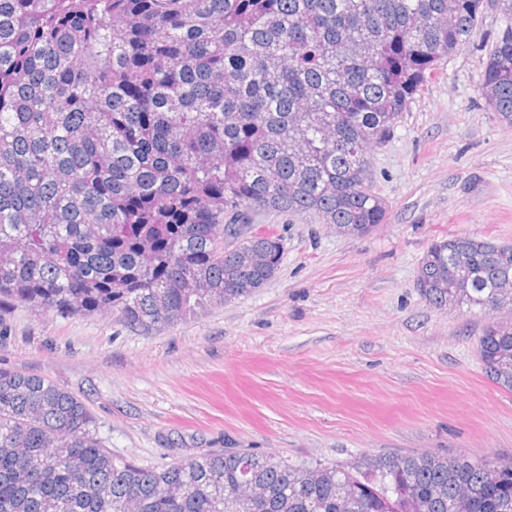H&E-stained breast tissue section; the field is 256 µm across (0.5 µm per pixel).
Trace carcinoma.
<instances>
[{"instance_id":"carcinoma-1","label":"carcinoma","mask_w":512,"mask_h":512,"mask_svg":"<svg viewBox=\"0 0 512 512\" xmlns=\"http://www.w3.org/2000/svg\"><path fill=\"white\" fill-rule=\"evenodd\" d=\"M483 0H0V307L149 330L246 297L274 235L312 214L383 223L370 150L467 40ZM480 91L512 125V0ZM420 296L487 317L478 354L512 391V245H430ZM512 512V462L413 453L308 464L240 450L144 468L85 403L0 370V512Z\"/></svg>"}]
</instances>
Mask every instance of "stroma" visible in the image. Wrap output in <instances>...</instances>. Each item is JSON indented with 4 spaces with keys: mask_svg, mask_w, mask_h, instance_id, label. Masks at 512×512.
Instances as JSON below:
<instances>
[{
    "mask_svg": "<svg viewBox=\"0 0 512 512\" xmlns=\"http://www.w3.org/2000/svg\"><path fill=\"white\" fill-rule=\"evenodd\" d=\"M502 16L428 78L370 153L384 224L344 237L309 215L265 212L279 272L248 297L152 330L114 316L0 309V369L83 399L113 455L158 467L249 449L307 463L412 452L512 461V391L476 353L485 323L430 307L415 286L431 243L512 245V126L479 91Z\"/></svg>",
    "mask_w": 512,
    "mask_h": 512,
    "instance_id": "1",
    "label": "stroma"
}]
</instances>
